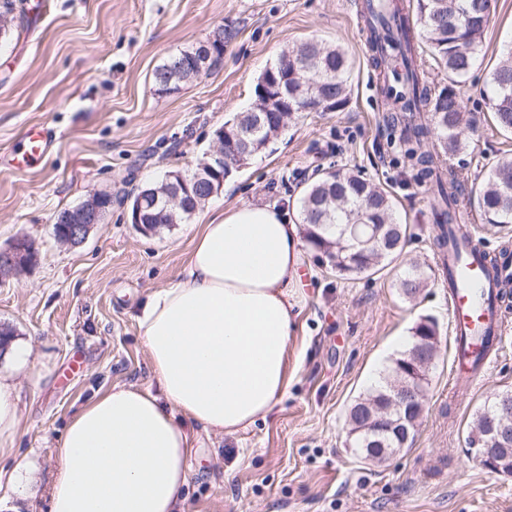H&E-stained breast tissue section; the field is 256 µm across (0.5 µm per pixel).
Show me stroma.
<instances>
[{
    "mask_svg": "<svg viewBox=\"0 0 512 512\" xmlns=\"http://www.w3.org/2000/svg\"><path fill=\"white\" fill-rule=\"evenodd\" d=\"M29 24L0 38V155L24 131H57L31 170L0 168V248L25 236L32 267L0 277V327L15 352L0 375L19 391V426L0 449V512H49L47 487L68 421L113 385L158 392L138 317L150 296L181 277L208 208L247 202L286 208L318 170L359 169L392 198L412 238L381 273L337 278L305 248L306 301L289 343L288 388L269 415L233 436L186 422L193 450L178 512H512V476L482 468L465 438L485 401L512 390V307L503 352L487 378L455 398L448 385L454 337L448 290L433 244L432 195L406 157L400 126L375 83L356 0H26ZM231 37L220 63L174 93L159 92L155 69L204 41L216 26ZM340 46L350 100L339 112L293 117L270 149L226 178L228 193L181 224L143 233L129 221L127 194L172 170L195 167L214 132L253 106L261 74L284 50L308 40ZM512 45V0H493L479 66L459 91L477 122L449 161L461 174L463 210L476 214L487 171L512 155V135L491 116V75ZM112 195L104 223L70 246L53 235L56 214L91 193ZM418 262L430 279L416 298L397 287ZM438 324L439 353L412 444L382 463L357 456L347 411L388 373L421 318ZM35 465L30 482L11 480L13 460Z\"/></svg>",
    "mask_w": 512,
    "mask_h": 512,
    "instance_id": "35a3bbf8",
    "label": "stroma"
}]
</instances>
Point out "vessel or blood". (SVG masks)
<instances>
[{
  "label": "vessel or blood",
  "mask_w": 512,
  "mask_h": 512,
  "mask_svg": "<svg viewBox=\"0 0 512 512\" xmlns=\"http://www.w3.org/2000/svg\"><path fill=\"white\" fill-rule=\"evenodd\" d=\"M54 143L51 129L34 125L23 134L6 165L12 170L35 168ZM482 246L474 233H466L459 249L449 250L441 267L448 274V315L457 339L451 379L465 390L483 381L502 350L505 319L495 300L484 264Z\"/></svg>",
  "instance_id": "vessel-or-blood-1"
}]
</instances>
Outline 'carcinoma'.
Returning a JSON list of instances; mask_svg holds the SVG:
<instances>
[{"label":"carcinoma","mask_w":512,"mask_h":512,"mask_svg":"<svg viewBox=\"0 0 512 512\" xmlns=\"http://www.w3.org/2000/svg\"><path fill=\"white\" fill-rule=\"evenodd\" d=\"M364 14L370 31L369 44L374 59L383 67L380 77H386L390 58H395L393 81L402 82L405 92L388 95L395 111L407 120L404 142L413 144L406 150L407 158L417 170L419 179L429 183L433 190V216L438 232L436 247L448 248L457 242L455 222L457 207L455 195L448 192V171L440 153H454L462 148L461 134L470 126L468 113L457 86L475 65L483 32L490 21L491 0H413L406 5L402 0H366ZM419 31L435 62L448 73V86L433 91L422 82L414 58L418 45H410L412 32ZM196 48L181 50L170 56L153 73L155 85L162 84L165 71L185 66V77L192 80ZM301 58L313 66L308 79L301 84L288 79L293 95L288 97V116L304 111L306 106L323 104L325 111L343 110L349 101L348 64L344 51L336 46L308 41L282 52L280 65H290ZM493 96L490 107L498 127L512 132V47L503 53L493 72ZM286 123L279 113L263 126V138L274 142ZM435 138L440 151H423L421 143ZM158 193L155 206L149 210L150 224H180L188 220L210 199L205 187L191 190L183 209L174 213L166 208V181L150 185ZM479 206L490 224H512V157L499 159L488 171L487 189L479 199ZM303 232L308 244L326 266L341 279L374 275L383 270L402 253L410 236V226L398 223L393 217L389 195L373 185L360 172L338 169L322 174L301 199ZM427 271L418 264L408 267L397 281V288L407 298L415 297L427 286ZM438 335L434 319L425 317L413 327L409 348L393 360L391 374L373 387L367 395L355 400L348 411L349 440L362 457L381 462L396 451L409 447L418 423L409 417L421 413L423 403L414 405L410 414L381 417L377 406L392 395V387L399 381L425 387L434 362L422 359L416 363L413 375H399L398 370L411 359L414 350L425 339ZM512 403V390L495 395L492 404L478 410L468 432L466 443L473 447L477 436L499 424L502 412L500 400Z\"/></svg>","instance_id":"obj_1"}]
</instances>
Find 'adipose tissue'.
I'll return each instance as SVG.
<instances>
[{
  "label": "adipose tissue",
  "instance_id": "ef3b65f1",
  "mask_svg": "<svg viewBox=\"0 0 512 512\" xmlns=\"http://www.w3.org/2000/svg\"><path fill=\"white\" fill-rule=\"evenodd\" d=\"M302 246L272 205H231L201 225L183 278L138 318L160 394L115 385L71 418L50 512H176L191 448L182 418L223 435L267 419L288 386Z\"/></svg>",
  "mask_w": 512,
  "mask_h": 512
}]
</instances>
